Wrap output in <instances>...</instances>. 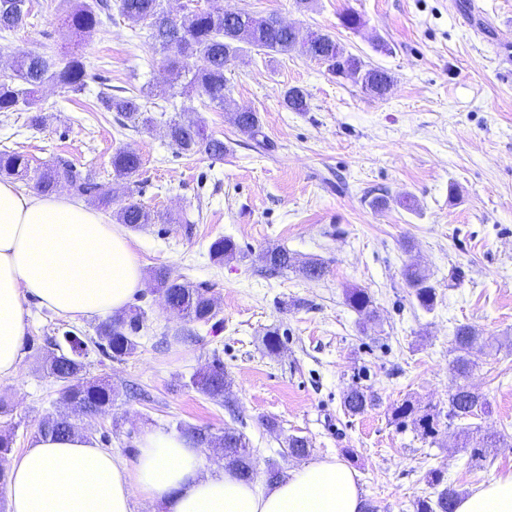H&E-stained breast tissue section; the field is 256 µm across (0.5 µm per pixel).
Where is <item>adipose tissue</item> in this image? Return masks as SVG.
Returning a JSON list of instances; mask_svg holds the SVG:
<instances>
[{"label":"adipose tissue","mask_w":512,"mask_h":512,"mask_svg":"<svg viewBox=\"0 0 512 512\" xmlns=\"http://www.w3.org/2000/svg\"><path fill=\"white\" fill-rule=\"evenodd\" d=\"M144 286L125 233L99 211L0 180V378L18 373L29 302L105 318ZM6 470L8 512H133L137 500L168 512H365L358 475L340 460L303 464L262 487L209 468L200 448L172 433L144 434L131 463L87 429L39 433ZM455 512H512V477L481 485Z\"/></svg>","instance_id":"ef3b65f1"}]
</instances>
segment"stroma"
Instances as JSON below:
<instances>
[{
	"label": "stroma",
	"instance_id": "stroma-1",
	"mask_svg": "<svg viewBox=\"0 0 512 512\" xmlns=\"http://www.w3.org/2000/svg\"><path fill=\"white\" fill-rule=\"evenodd\" d=\"M216 2L277 15L303 36L331 35L393 84L378 96L295 50L242 54L227 72V96L230 109L258 112L272 144L261 152L229 110L170 87L162 55L143 42L146 22L116 13L86 38L65 27L67 0H29L27 16L0 48V80L10 79L15 54L59 61L77 53L86 88L41 86L37 127L29 113L0 112V150L25 154L35 170L63 156L105 182L116 148L137 153V175L115 184L98 211L110 218L131 201L149 209L155 223L126 231L144 271L162 266L172 278L205 285L217 306L214 322L189 323L144 288L135 300L146 312L135 352L115 361L93 350L85 360L86 377L108 378L115 396L83 427L129 461L145 433H172L183 423L219 434L229 426L254 448L260 483L269 461L286 471L301 465L286 456L285 440L303 436L307 458H337L356 470L365 499L380 512H413L416 499L435 496L425 480L433 469L462 495L512 476V78L495 67L492 31L465 26L448 0H312L305 8L295 0H163V7L179 16ZM348 11L361 16L358 29L342 25ZM110 86L138 96L149 115L202 120L224 142L223 159L177 153L163 124L134 129L118 113L97 111L98 92ZM292 86L307 94L308 111L284 107ZM219 237L237 247L220 265L209 253ZM275 247L300 263L322 260L325 276L267 274L257 256ZM411 263L430 275L433 310L422 309L403 280ZM352 287L371 296L376 325L360 327L345 301ZM27 321L19 372L0 378V400L10 409L0 429H12L16 454L61 409L59 386L40 370L37 352L71 329L94 334L98 324L34 304ZM460 324L491 343L474 353L468 379L489 411L441 425L433 444L413 424L394 423L391 412L406 401L447 412L451 340ZM273 332L283 341L275 355L264 346ZM216 359L232 380L224 402L190 384ZM356 386L378 404L353 416L343 397ZM268 419L276 430L265 428ZM464 428L472 441L466 449ZM489 434L496 446L474 453Z\"/></svg>",
	"mask_w": 512,
	"mask_h": 512
}]
</instances>
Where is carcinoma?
Instances as JSON below:
<instances>
[{
  "instance_id": "cac0c4a2",
  "label": "carcinoma",
  "mask_w": 512,
  "mask_h": 512,
  "mask_svg": "<svg viewBox=\"0 0 512 512\" xmlns=\"http://www.w3.org/2000/svg\"><path fill=\"white\" fill-rule=\"evenodd\" d=\"M28 0H0V33L10 32L19 26L26 14ZM120 14L135 20L148 22L149 37L153 43L167 52L165 66L172 81L179 82L185 75L189 80L182 91H195L216 107L228 104V63L236 58L246 44L259 54H284L296 48L310 58L318 55L328 61V72L334 75L362 74L361 85L377 95L386 94L392 84L390 76L383 70L363 69L362 62L347 55L329 34L311 33L307 39L298 41L294 28L284 24L274 14L266 17L249 16L243 20L228 19L226 9L213 6L208 10H193L179 19L170 17L163 9L161 0H75L66 16L67 27L90 37L112 21V7ZM195 58L200 64L187 67L186 60ZM16 81H0V112H34L38 88L47 80L79 93L86 87V70L82 57L71 54L66 59L52 64L38 54H25L13 63ZM97 101L107 112H118L136 126L147 127L152 117L141 111L134 96H119L101 91ZM283 105L291 112L308 110L305 92L299 87H290L283 94ZM232 123L248 134L256 146L266 151L269 146L263 139L258 113L236 111L231 113ZM166 136L182 154H205L213 159L224 157V142L209 136L198 119H173L166 126ZM141 158L125 148H118L112 154V172L117 180H126L139 171ZM30 171L29 160L20 152L0 150V178L24 177ZM34 187L44 194H51L63 183L78 197L98 201L112 200V184L103 183L77 170L66 158L55 160L34 172ZM117 220L137 228L150 224L154 215L141 204L131 201L117 211ZM210 255L218 263L235 253L234 242L221 237L212 242ZM263 267L283 271L294 266V257L285 248L266 250L259 254ZM406 284L418 304L427 311L434 308L435 288L429 277L419 267L410 264L404 270ZM154 288L163 293L179 319L189 322L209 323L216 317L213 301L208 288L191 285L172 279L169 273L159 268L152 274ZM346 303L357 312L364 322L376 320V311L369 294L362 288H351L345 294ZM144 311L133 308L127 313L111 317L95 328V335L82 336L73 330L65 332L63 342L49 343L42 356L43 371L60 385V402L64 411L48 417L41 431L57 437L64 436L76 427L75 419L83 416L102 414L112 406L114 390L107 378L87 379L83 377L84 359L89 347L93 346L113 360H121L137 348L136 335L143 325ZM485 341L471 325L461 324L453 334L452 370L459 382L449 395L448 420H467L489 409L488 402L468 384L474 361V349L483 348ZM191 385L200 393L211 398H222L231 386V379L224 372L223 363L216 359L204 371L192 375ZM376 404L374 395L362 388L350 389L343 401L344 409L351 415L362 414ZM394 420L402 424L411 421L419 429L422 438L438 435L439 413L422 411L405 402L392 411ZM180 434L200 447L224 449V463L242 480L252 479V448L243 434L232 428H225L217 435L206 428L178 425ZM288 453L305 456L310 443L303 436L291 435L287 439ZM457 492L444 487L432 499L428 496L414 502V512H455Z\"/></svg>"
}]
</instances>
